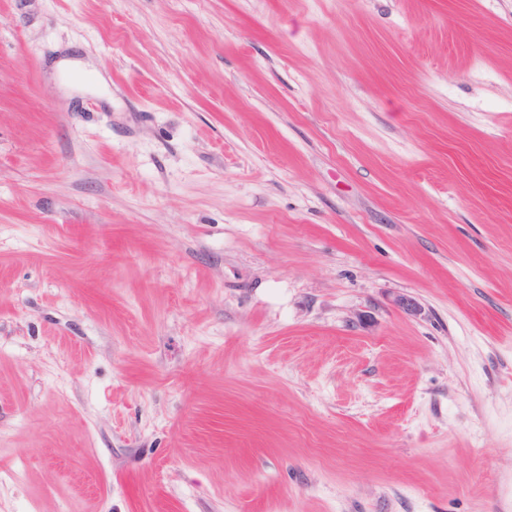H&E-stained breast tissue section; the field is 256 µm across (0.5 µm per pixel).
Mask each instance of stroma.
Wrapping results in <instances>:
<instances>
[{
	"mask_svg": "<svg viewBox=\"0 0 512 512\" xmlns=\"http://www.w3.org/2000/svg\"><path fill=\"white\" fill-rule=\"evenodd\" d=\"M0 512H512V0H0Z\"/></svg>",
	"mask_w": 512,
	"mask_h": 512,
	"instance_id": "stroma-1",
	"label": "stroma"
}]
</instances>
